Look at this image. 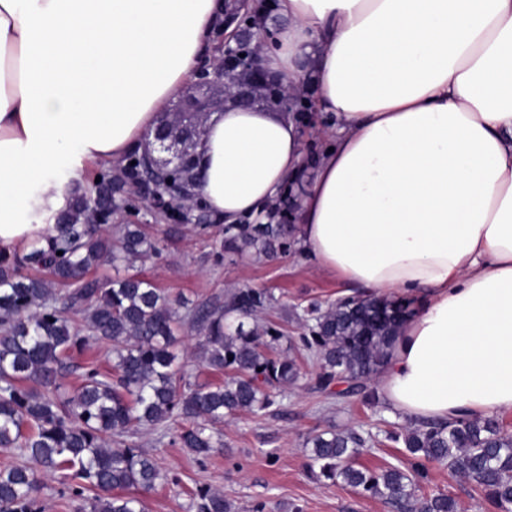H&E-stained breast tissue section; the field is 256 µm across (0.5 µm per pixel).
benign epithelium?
<instances>
[{
    "label": "benign epithelium",
    "mask_w": 512,
    "mask_h": 512,
    "mask_svg": "<svg viewBox=\"0 0 512 512\" xmlns=\"http://www.w3.org/2000/svg\"><path fill=\"white\" fill-rule=\"evenodd\" d=\"M255 0H225L224 21L216 26L212 56L200 65L191 86L181 91L185 112L177 121H161L120 162H136L147 192L140 206L153 215L173 217L176 224H217L210 205L197 188L204 179L207 120L214 105L199 92L220 85L236 106L248 108L257 100L273 112H305L308 99L294 92L288 79L271 74L262 53L271 44V32L259 28Z\"/></svg>",
    "instance_id": "benign-epithelium-1"
}]
</instances>
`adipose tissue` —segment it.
I'll return each instance as SVG.
<instances>
[{"label":"adipose tissue","instance_id":"obj_1","mask_svg":"<svg viewBox=\"0 0 512 512\" xmlns=\"http://www.w3.org/2000/svg\"><path fill=\"white\" fill-rule=\"evenodd\" d=\"M271 73L323 117L227 107L200 188L228 224L303 186L319 269L416 301L376 376L387 411L512 412V0H278ZM224 0H0V253L54 235L90 160L122 159L192 76Z\"/></svg>","mask_w":512,"mask_h":512}]
</instances>
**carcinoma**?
<instances>
[{"label":"carcinoma","instance_id":"carcinoma-1","mask_svg":"<svg viewBox=\"0 0 512 512\" xmlns=\"http://www.w3.org/2000/svg\"><path fill=\"white\" fill-rule=\"evenodd\" d=\"M100 182L74 193L56 218L57 233L29 250L0 254V448L30 461L0 470V512H37L39 473H60L72 481V495L85 498L81 512H145L139 491L168 480L150 454L134 443L109 446L134 430L181 426L171 444L206 459L224 447L218 426L239 412L268 414L283 389L301 375L296 357L279 352L282 343L318 361L316 384L323 392L347 382L342 396L378 403L365 382L384 365L398 335L415 312L414 300L372 294L348 295L326 306L312 302L295 313L300 332L263 319L277 303L272 291L237 288L222 304L194 306L139 273L138 262L158 258V241L147 225L118 224L109 230L89 223V214L109 206L138 205L140 193L109 166ZM269 222L201 224L218 228L210 256H286L296 244L281 207ZM119 264L128 273L100 278L93 272ZM189 324L200 336V359L224 382L198 384L177 364L176 332ZM112 345V367L75 365L72 352L90 342ZM81 371L73 396L62 379ZM384 439L401 444L410 466L376 470L353 460L376 442L354 429H327L307 441L316 480L340 482L380 498L401 512H459L443 493L420 497L424 462L448 466L472 480L495 512H512V435L497 417L453 422L409 421L392 425ZM87 491L93 492L84 497ZM194 512H232L224 495L208 486L193 494Z\"/></svg>","mask_w":512,"mask_h":512}]
</instances>
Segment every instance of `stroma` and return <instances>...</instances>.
I'll return each instance as SVG.
<instances>
[{
    "label": "stroma",
    "instance_id": "1",
    "mask_svg": "<svg viewBox=\"0 0 512 512\" xmlns=\"http://www.w3.org/2000/svg\"><path fill=\"white\" fill-rule=\"evenodd\" d=\"M136 222L151 225L160 242L162 256L143 263L142 275L190 304L224 300L233 289L267 288L278 299L267 316L285 321L289 335H297L299 322L293 311L310 302L336 301L351 293V286L315 268L300 252L275 260L242 255L223 263L210 259L212 238L186 226L168 232L148 211ZM176 347L178 361L199 384L221 382L222 374L205 367L199 357V337L183 327ZM317 366L303 360L302 376L285 389L277 411L270 415L239 413L223 425L224 447L200 460L185 449L158 441L154 432L141 430L133 443L152 455L171 480L143 492L147 512H189L190 494L207 485L221 490L235 512H252L263 504L264 512H395L385 501L365 496L339 484L317 481L307 470L305 442L309 435L328 428L376 430L391 416L385 408L362 404L359 397L336 398L315 392ZM427 478L419 492H443L456 498L462 512H487L488 506L472 481L448 467L427 463Z\"/></svg>",
    "mask_w": 512,
    "mask_h": 512
}]
</instances>
